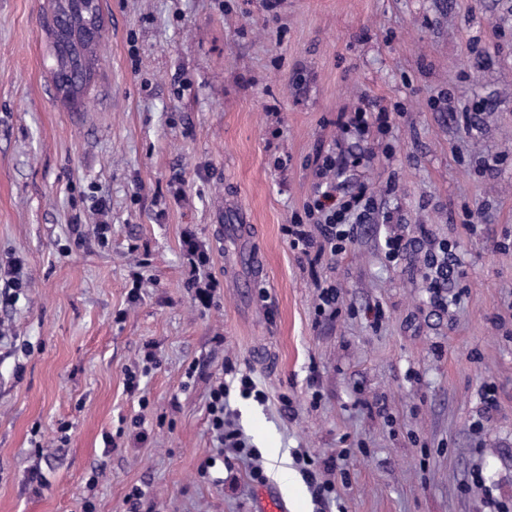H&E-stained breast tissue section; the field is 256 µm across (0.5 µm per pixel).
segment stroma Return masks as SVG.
<instances>
[{
    "instance_id": "obj_1",
    "label": "stroma",
    "mask_w": 512,
    "mask_h": 512,
    "mask_svg": "<svg viewBox=\"0 0 512 512\" xmlns=\"http://www.w3.org/2000/svg\"><path fill=\"white\" fill-rule=\"evenodd\" d=\"M99 4L96 73L70 104L50 0H0V266L23 278L0 283V512H82L87 497L96 512H260L267 487L288 512H512V0ZM372 101L392 109L356 171L375 212L309 267L283 227L338 117ZM422 227L458 245L443 308L422 252L383 250ZM190 239L220 283L206 301ZM328 286L331 319L316 311ZM148 345L143 409L125 371ZM242 371L265 402L240 394ZM220 383L264 482L251 460H218ZM303 450L335 457L315 472L328 500Z\"/></svg>"
}]
</instances>
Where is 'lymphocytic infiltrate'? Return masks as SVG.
<instances>
[{
	"mask_svg": "<svg viewBox=\"0 0 512 512\" xmlns=\"http://www.w3.org/2000/svg\"><path fill=\"white\" fill-rule=\"evenodd\" d=\"M371 147L360 148L358 153L328 150L318 158L320 181L310 198L303 205L302 214L294 215L284 231L290 247L297 250L301 260L318 263L324 255H339L358 228L368 223L375 209V199L368 194L363 182L351 179L353 168L371 159ZM426 265L431 273L429 286L435 305H442L439 294L442 284L453 281L457 275L460 258L455 244L429 243L425 252ZM224 385L214 386L209 395L208 413L213 433L226 451L236 457L255 458L254 449L248 448L237 430L224 414Z\"/></svg>",
	"mask_w": 512,
	"mask_h": 512,
	"instance_id": "1",
	"label": "lymphocytic infiltrate"
}]
</instances>
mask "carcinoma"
Instances as JSON below:
<instances>
[{"label":"carcinoma","instance_id":"1","mask_svg":"<svg viewBox=\"0 0 512 512\" xmlns=\"http://www.w3.org/2000/svg\"><path fill=\"white\" fill-rule=\"evenodd\" d=\"M53 13L68 22L64 29H52L53 58L56 75H74L61 92L64 99L75 102L86 91L96 64L94 43L86 33L101 31L102 19L98 6H90V0H54Z\"/></svg>","mask_w":512,"mask_h":512}]
</instances>
